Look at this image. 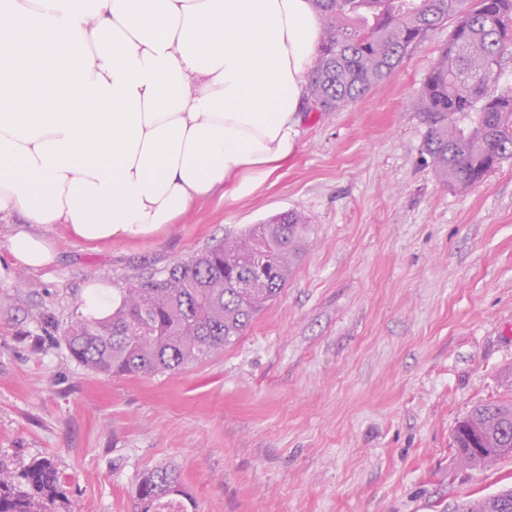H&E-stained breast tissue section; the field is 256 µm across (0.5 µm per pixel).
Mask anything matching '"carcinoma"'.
<instances>
[{
    "mask_svg": "<svg viewBox=\"0 0 512 512\" xmlns=\"http://www.w3.org/2000/svg\"><path fill=\"white\" fill-rule=\"evenodd\" d=\"M320 54L306 87L318 112L367 93L409 47L447 23L448 41L412 102L426 130L421 155L446 185L466 191L512 160V87L499 86L512 55V0H313ZM310 233L285 211L157 275L129 283L105 320L79 317L64 329L70 356L110 378L179 370L233 344L284 291ZM461 465L512 456V401L481 404L458 421ZM137 512H189L181 473L155 468L138 480ZM64 500L59 472L42 458L17 472L0 465V512H53ZM458 512H512V488Z\"/></svg>",
    "mask_w": 512,
    "mask_h": 512,
    "instance_id": "1",
    "label": "carcinoma"
}]
</instances>
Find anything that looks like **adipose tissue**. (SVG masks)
I'll return each mask as SVG.
<instances>
[{
	"mask_svg": "<svg viewBox=\"0 0 512 512\" xmlns=\"http://www.w3.org/2000/svg\"><path fill=\"white\" fill-rule=\"evenodd\" d=\"M312 0H0V216L24 267L251 194L298 152Z\"/></svg>",
	"mask_w": 512,
	"mask_h": 512,
	"instance_id": "adipose-tissue-1",
	"label": "adipose tissue"
}]
</instances>
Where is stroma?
Segmentation results:
<instances>
[{"label":"stroma","instance_id":"obj_1","mask_svg":"<svg viewBox=\"0 0 512 512\" xmlns=\"http://www.w3.org/2000/svg\"><path fill=\"white\" fill-rule=\"evenodd\" d=\"M447 38L343 109L305 112L288 166L165 233L93 245L40 225L57 257L33 270L1 219L0 463L53 459L65 512H136L138 478L164 465L196 512H455L512 486V457L465 468L452 446L474 406L512 400V161L464 192L422 164L410 102ZM292 209L309 245L234 344L164 375L70 357L85 284L121 292Z\"/></svg>","mask_w":512,"mask_h":512}]
</instances>
